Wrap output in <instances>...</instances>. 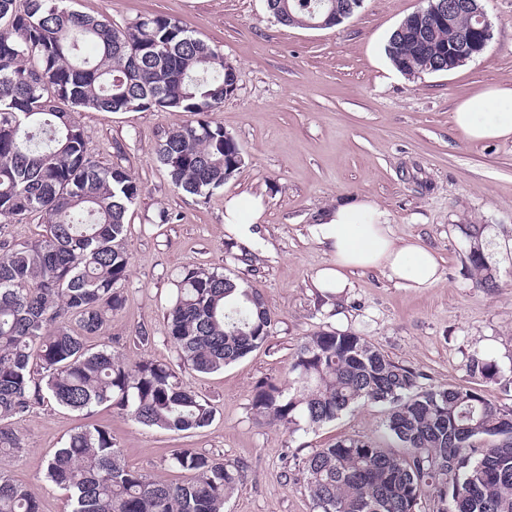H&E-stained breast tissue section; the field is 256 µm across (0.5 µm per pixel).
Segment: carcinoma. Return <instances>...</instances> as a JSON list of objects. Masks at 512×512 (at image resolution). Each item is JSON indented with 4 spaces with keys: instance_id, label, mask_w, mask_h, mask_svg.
<instances>
[{
    "instance_id": "cac0c4a2",
    "label": "carcinoma",
    "mask_w": 512,
    "mask_h": 512,
    "mask_svg": "<svg viewBox=\"0 0 512 512\" xmlns=\"http://www.w3.org/2000/svg\"><path fill=\"white\" fill-rule=\"evenodd\" d=\"M71 0H0V221L39 213L46 234L0 247V453L22 449L14 421L51 398L89 415L112 405L136 424L188 435L208 427L213 407L167 364L127 365L100 336L125 297L131 254L126 217L141 185L115 164L93 159L74 110L188 112L190 124L164 132L158 161L175 188L205 203L245 166L238 143L205 116L238 87L236 67L187 25L157 14L118 26L70 7ZM357 0H270L299 23L341 13ZM465 16L418 21L410 14L385 51L405 74L448 70V43ZM460 231L469 262L487 288L495 277L479 224ZM167 335L183 366L211 374L269 340L275 315L259 289L219 269L187 267L166 309ZM40 367L42 379L34 377ZM471 376L500 379L497 365L474 355ZM288 387L260 382L255 418L290 429L317 427L360 403L388 407L396 454L362 437L337 440L302 461L317 512H512V411L481 389L432 387L417 368L392 360L352 332L320 331L303 341ZM169 467L191 478L173 482L130 468L111 432L85 425L46 462L47 478L71 492L72 512H224L242 481L238 467L191 448ZM0 512H41L40 502L0 472Z\"/></svg>"
}]
</instances>
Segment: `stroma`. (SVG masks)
I'll return each mask as SVG.
<instances>
[{"mask_svg": "<svg viewBox=\"0 0 512 512\" xmlns=\"http://www.w3.org/2000/svg\"><path fill=\"white\" fill-rule=\"evenodd\" d=\"M423 4L364 0L341 24L313 29L278 24L265 0H78L79 10L118 25L152 14L179 19L221 51L238 70V89L209 119L236 139L246 159L242 172L202 204L174 188L155 154L161 134L190 122L189 113H77L89 153L121 163L142 188L126 217L125 305L89 345L108 338L126 364L149 358L178 366L164 313L187 267H224L255 285L277 322L266 345L224 370L181 373L216 410L209 427L189 436L138 425L107 406L88 418L51 401L34 406L16 425L22 450L0 455V471L23 484L42 512H71L70 495L49 481L45 460L88 421L107 426L126 463L154 478L178 479L168 459L179 448L238 466L243 480L224 512H313L299 465L316 449L365 436L401 450L384 427L381 404H362L307 430L255 420L256 385L288 383L297 346L319 331L365 336L434 386L471 384L467 360L480 354L500 370L484 394L512 410V263L496 257L500 241L512 239V139L474 142L452 122L460 101L512 85V0H482L492 39L481 56L451 71L406 76L385 45ZM354 195L386 209L398 238L436 255L439 284L403 288L372 271L353 275L352 288L337 296L313 287L330 256L309 227ZM232 196L262 197L256 239L225 230L224 202ZM164 214L169 222H161ZM463 224L485 227L495 289L470 271Z\"/></svg>", "mask_w": 512, "mask_h": 512, "instance_id": "1", "label": "stroma"}]
</instances>
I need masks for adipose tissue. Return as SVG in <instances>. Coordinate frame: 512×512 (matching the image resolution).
Returning <instances> with one entry per match:
<instances>
[{
    "label": "adipose tissue",
    "instance_id": "adipose-tissue-1",
    "mask_svg": "<svg viewBox=\"0 0 512 512\" xmlns=\"http://www.w3.org/2000/svg\"><path fill=\"white\" fill-rule=\"evenodd\" d=\"M452 119L472 141L512 138V86L492 87L479 97L458 103ZM262 215L258 197H234L224 205L227 231L242 239L250 236L251 226L259 223ZM309 232L330 255L328 265L314 277L315 286L326 294H342L350 288L352 275L372 269L415 290L433 287L441 280L435 254L397 238L388 211L368 200L354 196L324 211Z\"/></svg>",
    "mask_w": 512,
    "mask_h": 512
}]
</instances>
